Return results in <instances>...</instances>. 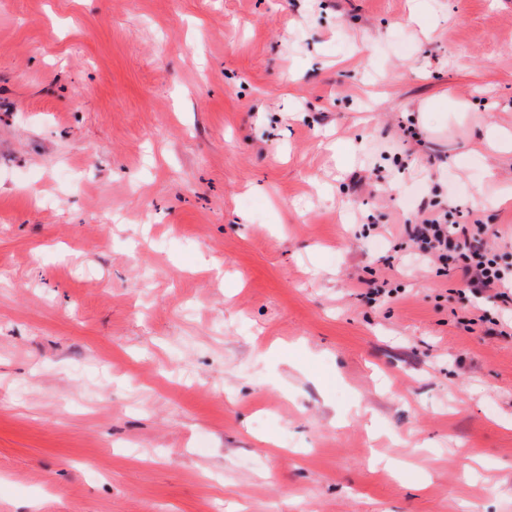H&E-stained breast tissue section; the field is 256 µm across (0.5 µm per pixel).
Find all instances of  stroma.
Wrapping results in <instances>:
<instances>
[{"mask_svg": "<svg viewBox=\"0 0 512 512\" xmlns=\"http://www.w3.org/2000/svg\"><path fill=\"white\" fill-rule=\"evenodd\" d=\"M489 123L512 0H0V512H512V315L399 247L512 225Z\"/></svg>", "mask_w": 512, "mask_h": 512, "instance_id": "35a3bbf8", "label": "stroma"}]
</instances>
